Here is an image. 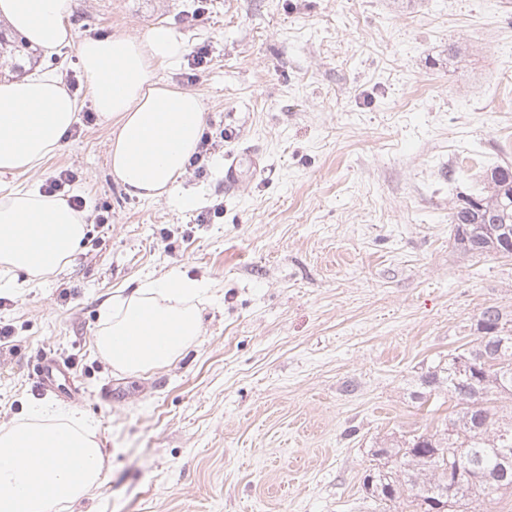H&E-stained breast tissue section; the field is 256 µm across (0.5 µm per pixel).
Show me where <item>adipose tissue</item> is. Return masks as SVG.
<instances>
[{
	"mask_svg": "<svg viewBox=\"0 0 512 512\" xmlns=\"http://www.w3.org/2000/svg\"><path fill=\"white\" fill-rule=\"evenodd\" d=\"M74 0H0V15L44 55L75 45L94 110L113 123V178L132 196L167 197L181 209L197 195L178 190L207 118L200 94L157 79L187 52L179 33L152 26L143 36H79ZM79 99L54 72L0 83V174L38 169L62 146ZM84 213L39 188L0 190V267L28 280L67 264L86 237ZM203 282L173 272L144 280L116 301L95 339L114 369L139 374L182 357L201 334ZM106 478L96 424L83 412L43 405L31 421L0 428V512H58L100 490Z\"/></svg>",
	"mask_w": 512,
	"mask_h": 512,
	"instance_id": "adipose-tissue-1",
	"label": "adipose tissue"
}]
</instances>
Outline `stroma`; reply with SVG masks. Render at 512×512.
Here are the masks:
<instances>
[{"instance_id": "1", "label": "stroma", "mask_w": 512, "mask_h": 512, "mask_svg": "<svg viewBox=\"0 0 512 512\" xmlns=\"http://www.w3.org/2000/svg\"><path fill=\"white\" fill-rule=\"evenodd\" d=\"M74 3L82 35L165 24L207 47L197 78L157 75L203 97L212 146L205 172L179 179L196 209L129 197L74 49L40 59L76 92L78 121L0 186L71 170L87 244L30 288L0 268V427L52 402L96 421L107 481L62 512H414L411 494L382 506L364 491L375 443L442 428L453 402L425 374L474 339L483 308L512 311V258L464 255L448 224L450 200L512 162V0ZM174 269L214 291L196 345L116 371L95 347L114 294ZM45 354L72 364L77 399L36 389ZM107 384L120 399L101 398Z\"/></svg>"}]
</instances>
